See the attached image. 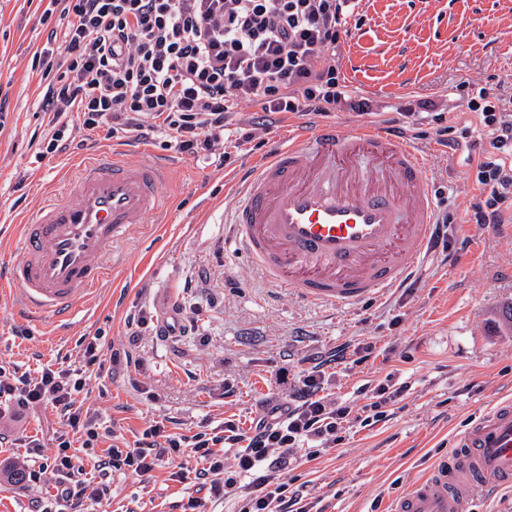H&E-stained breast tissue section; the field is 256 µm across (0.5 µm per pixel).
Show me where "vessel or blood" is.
Returning <instances> with one entry per match:
<instances>
[{
	"instance_id": "1",
	"label": "vessel or blood",
	"mask_w": 512,
	"mask_h": 512,
	"mask_svg": "<svg viewBox=\"0 0 512 512\" xmlns=\"http://www.w3.org/2000/svg\"><path fill=\"white\" fill-rule=\"evenodd\" d=\"M126 146L80 157L19 225V259L0 270L22 320L59 326L76 299L96 296L132 227L170 207L161 160L127 162ZM225 245L263 280L315 306L346 309L385 298L413 278L434 237L437 198L422 156L377 127L323 124L269 151L233 178ZM512 485V399L459 435L450 455L397 497L390 512H458L464 498Z\"/></svg>"
}]
</instances>
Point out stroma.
<instances>
[{
    "instance_id": "1",
    "label": "stroma",
    "mask_w": 512,
    "mask_h": 512,
    "mask_svg": "<svg viewBox=\"0 0 512 512\" xmlns=\"http://www.w3.org/2000/svg\"><path fill=\"white\" fill-rule=\"evenodd\" d=\"M363 22L351 28L338 64L353 93L369 98L371 114L342 108L328 123L347 130L372 126L378 113L406 112L415 126L410 144L428 162L442 209L447 210L448 258L431 252L420 274L383 300L344 311L315 308L288 289L266 284L238 255L224 247V209L231 201L228 175L288 142L305 117L277 115L255 139L228 148L223 164L196 162L161 140L134 141L127 158H166L173 177L162 187L172 209L162 223L134 226L126 240L128 260L116 267L95 306L79 301L69 329L25 324L17 298L0 293V364L34 378L49 364L82 365L78 340L104 332L114 350H128L131 372L88 377L80 394L86 407L112 430L107 445H134L152 420L165 417L184 433L202 420L249 421L259 401L277 398L276 374L293 370L342 344L371 342L374 359L338 368L336 395L362 407L364 385L393 373L413 390L400 410L371 430L347 434L329 453L309 460L295 474L322 497L326 512H388L390 501L416 483L430 461L449 454L457 435L500 398L512 396V334L496 325L512 302V222L477 226L467 221L479 192L469 177V157L488 142L475 131L470 147L450 150L425 100L447 103L468 118L467 101L451 89L462 81L512 82V0H361ZM39 10L29 0H0V92L10 121L0 129V228L33 211L45 192L68 180L78 150L39 167L29 142L39 130L34 115L39 77L32 55L43 43ZM180 306L195 316L196 330L162 333ZM147 324L129 343L126 319ZM231 386L223 396V386ZM156 393V400L145 397ZM63 424L51 406L19 419L0 418V512H30L33 497L59 512L51 480L29 489L11 473L26 458L52 464ZM38 436L27 449L23 440ZM169 465L141 476L113 473L106 512H183L187 495L169 478Z\"/></svg>"
}]
</instances>
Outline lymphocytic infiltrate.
I'll return each mask as SVG.
<instances>
[{"instance_id":"obj_1","label":"lymphocytic infiltrate","mask_w":512,"mask_h":512,"mask_svg":"<svg viewBox=\"0 0 512 512\" xmlns=\"http://www.w3.org/2000/svg\"><path fill=\"white\" fill-rule=\"evenodd\" d=\"M356 0H51L39 22L45 43L32 56L40 76L35 115L44 133L36 162L69 151L78 137L100 129L133 140L162 135L166 147L193 159L223 162L224 133L233 113L250 108L267 114L326 116L340 106L372 113L370 99L353 96L336 62ZM468 109L490 135L469 160L480 191L468 221L501 224L512 200V92L504 85L460 82ZM78 369L43 367L37 378L0 365V407L20 411L51 405L67 433L58 438L51 474L68 512H89L108 494L110 473L142 476L163 460L176 461L172 481L208 485L214 498H233L238 512H313L303 486L286 469L298 449L314 457L341 444L352 427L373 428L408 395L409 382L387 380L370 389L363 413L328 390L330 371L358 356L368 362L373 344L334 348L279 383L288 393L266 400L250 425L228 419L192 434L170 432L152 421L134 447L107 448L95 476L74 466V445L102 440L96 415L77 400L85 375L118 364L103 335L80 339ZM191 452L197 468L181 464ZM233 453L237 470L224 472Z\"/></svg>"}]
</instances>
